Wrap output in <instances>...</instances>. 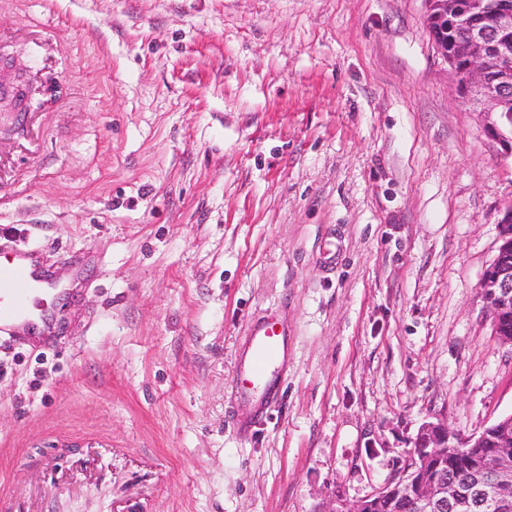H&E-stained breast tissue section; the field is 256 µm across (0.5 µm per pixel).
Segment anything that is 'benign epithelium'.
<instances>
[{"instance_id":"obj_1","label":"benign epithelium","mask_w":512,"mask_h":512,"mask_svg":"<svg viewBox=\"0 0 512 512\" xmlns=\"http://www.w3.org/2000/svg\"><path fill=\"white\" fill-rule=\"evenodd\" d=\"M431 39L448 63L484 131L512 157V0H424ZM500 244L484 269L481 296L494 336L512 345V205L500 221ZM512 494V414L463 437L444 422H423L399 477L352 506L328 512H402L404 497L418 512L478 508L494 512Z\"/></svg>"}]
</instances>
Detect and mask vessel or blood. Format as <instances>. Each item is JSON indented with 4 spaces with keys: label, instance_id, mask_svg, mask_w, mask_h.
Listing matches in <instances>:
<instances>
[{
    "label": "vessel or blood",
    "instance_id": "vessel-or-blood-1",
    "mask_svg": "<svg viewBox=\"0 0 512 512\" xmlns=\"http://www.w3.org/2000/svg\"><path fill=\"white\" fill-rule=\"evenodd\" d=\"M49 293L37 249H12L9 260L0 262V341L28 346L48 339L53 328ZM287 359V329L271 319L257 321L236 356L237 428L260 422L275 406Z\"/></svg>",
    "mask_w": 512,
    "mask_h": 512
}]
</instances>
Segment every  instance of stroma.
Returning <instances> with one entry per match:
<instances>
[{
    "label": "stroma",
    "mask_w": 512,
    "mask_h": 512,
    "mask_svg": "<svg viewBox=\"0 0 512 512\" xmlns=\"http://www.w3.org/2000/svg\"><path fill=\"white\" fill-rule=\"evenodd\" d=\"M0 227L73 288L0 344L10 512H327L400 475L421 423L512 413L480 294L512 159L424 0H0ZM283 394L228 419L251 322Z\"/></svg>",
    "instance_id": "obj_1"
}]
</instances>
